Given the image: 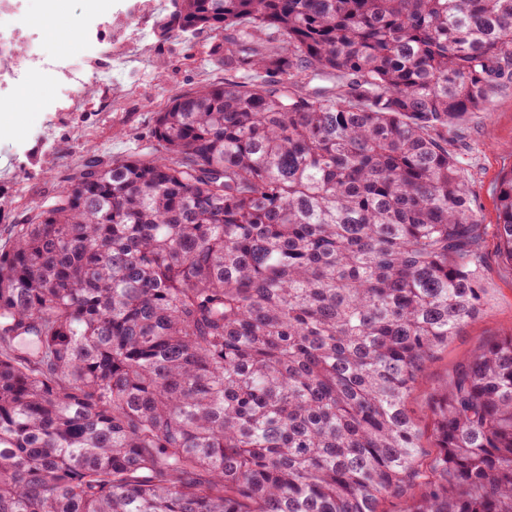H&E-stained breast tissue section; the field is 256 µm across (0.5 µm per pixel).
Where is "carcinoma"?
Masks as SVG:
<instances>
[{
    "instance_id": "cac0c4a2",
    "label": "carcinoma",
    "mask_w": 512,
    "mask_h": 512,
    "mask_svg": "<svg viewBox=\"0 0 512 512\" xmlns=\"http://www.w3.org/2000/svg\"><path fill=\"white\" fill-rule=\"evenodd\" d=\"M224 80L0 245V512H512V328L408 399L512 262L455 152L512 0H168Z\"/></svg>"
}]
</instances>
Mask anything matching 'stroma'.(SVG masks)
I'll list each match as a JSON object with an SVG mask.
<instances>
[{
  "mask_svg": "<svg viewBox=\"0 0 512 512\" xmlns=\"http://www.w3.org/2000/svg\"><path fill=\"white\" fill-rule=\"evenodd\" d=\"M208 43L204 33L188 40L150 37L144 50L112 67L113 74L136 83L133 95L121 98L112 87L78 86L73 96L79 111L24 113L20 123L0 137V243L8 226L24 219L28 207L66 186L87 149L115 158L148 151L153 144V114L162 106L156 96L159 87L189 90L223 78V71L202 60ZM462 128L456 149L469 162L473 198L483 223L496 224V187L512 172V90H502L489 111L472 113ZM484 279L485 313L450 341L408 400L420 416L429 394L443 384L457 360L512 327V263L492 244L487 247ZM419 424L424 427L428 421L421 416Z\"/></svg>",
  "mask_w": 512,
  "mask_h": 512,
  "instance_id": "stroma-1",
  "label": "stroma"
}]
</instances>
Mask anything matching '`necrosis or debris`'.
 I'll use <instances>...</instances> for the list:
<instances>
[{
    "mask_svg": "<svg viewBox=\"0 0 512 512\" xmlns=\"http://www.w3.org/2000/svg\"><path fill=\"white\" fill-rule=\"evenodd\" d=\"M29 0H0V95H14L23 88H33L36 79L49 73L55 90L38 97L41 110L73 112L77 105L70 90L88 82L91 74L86 66L93 57H103L101 72H108L113 62L129 56L142 47L149 32L141 23L143 15L154 12L157 0H140L137 12L113 24L109 42L93 40L91 31L112 19V0H87L80 17H72L61 0H41L43 17L75 25L81 31L79 40L63 54L51 55L43 48L44 33L28 11Z\"/></svg>",
    "mask_w": 512,
    "mask_h": 512,
    "instance_id": "1",
    "label": "necrosis or debris"
}]
</instances>
